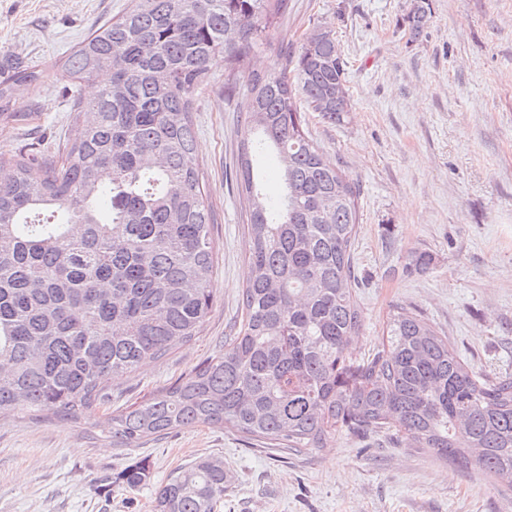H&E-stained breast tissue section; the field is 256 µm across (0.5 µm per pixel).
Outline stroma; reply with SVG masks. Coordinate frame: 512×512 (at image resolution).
Listing matches in <instances>:
<instances>
[{"label":"stroma","instance_id":"stroma-1","mask_svg":"<svg viewBox=\"0 0 512 512\" xmlns=\"http://www.w3.org/2000/svg\"><path fill=\"white\" fill-rule=\"evenodd\" d=\"M414 0H288L248 68L274 67L313 28L333 29L347 61L350 111L308 128L328 163L358 188L353 247L363 322L350 344L381 348L397 307L419 312L484 375L512 373V0H432V22L411 39ZM131 0H0V57L37 67L0 115V155L40 152L71 133L75 96L95 88L56 68ZM197 162L214 224V306L199 336L167 359L112 381L94 417L57 423L26 409L0 413V512H153L154 489L200 457L224 464L217 512H512V491L473 468L437 459L382 432L344 430L305 454L218 427L180 429L135 448L113 446L110 413L174 383L224 345L241 318L245 218L236 182L245 88L224 90V60L195 95ZM426 250L435 261L406 271ZM143 462L137 489L118 474Z\"/></svg>","mask_w":512,"mask_h":512}]
</instances>
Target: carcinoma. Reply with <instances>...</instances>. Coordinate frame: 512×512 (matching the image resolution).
Segmentation results:
<instances>
[{"label":"carcinoma","instance_id":"cac0c4a2","mask_svg":"<svg viewBox=\"0 0 512 512\" xmlns=\"http://www.w3.org/2000/svg\"><path fill=\"white\" fill-rule=\"evenodd\" d=\"M286 0H132L63 62L81 83L111 75L74 100V135L52 157L20 150L0 181V410L92 416L110 381L161 361L198 335L214 302L211 210L195 154L193 95L224 57L237 87L252 50ZM430 0L406 16L417 39ZM306 37L278 67L251 73L238 175L247 221L242 318L224 349L164 390L112 411V443L210 425L305 453L336 430L395 429L411 447L474 466L512 489V373L482 375L423 316L400 307L367 360L346 355L363 311L353 286L358 190L330 166L302 108L330 124L347 62L334 32ZM0 114L33 66L0 61ZM277 153L283 194L256 170ZM143 464L119 477L136 489ZM224 466L200 458L154 492V512H215Z\"/></svg>","mask_w":512,"mask_h":512}]
</instances>
